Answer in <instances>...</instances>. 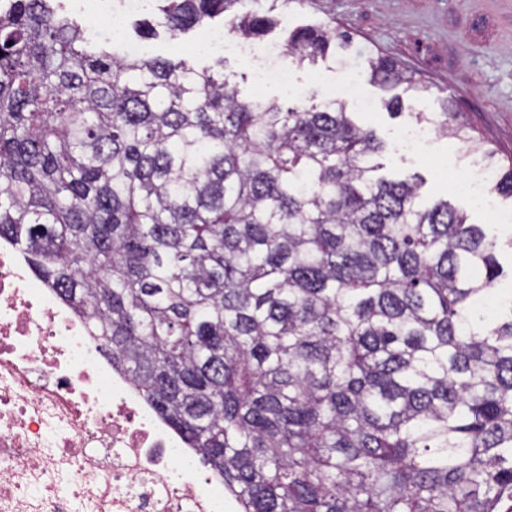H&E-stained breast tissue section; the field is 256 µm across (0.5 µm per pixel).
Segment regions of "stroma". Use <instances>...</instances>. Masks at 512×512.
I'll use <instances>...</instances> for the list:
<instances>
[{"mask_svg":"<svg viewBox=\"0 0 512 512\" xmlns=\"http://www.w3.org/2000/svg\"><path fill=\"white\" fill-rule=\"evenodd\" d=\"M310 24L350 34L348 67H338L332 58L302 67L283 51L289 29ZM222 27V20L215 19L176 40L162 33L144 43L146 52L178 56L199 68L224 58L225 78L244 94L285 103L309 95L321 104L340 85L351 83L349 106L359 124L392 146L384 161L385 175L422 173L426 198L448 200L473 222L494 228L501 240L512 239V202L490 193L479 202L461 189L469 168L456 140L433 130L421 151L397 148L402 133L416 126L417 114L432 115L451 99L470 119L477 138L492 142L500 158L512 155V0H295L287 27H276L256 43L260 49L278 46L274 62L288 74L284 85L259 78V60L239 53L237 35H229L223 53L198 51L205 31ZM374 53L415 72L428 87L399 117H391L383 106L388 92L371 84L364 73L362 62Z\"/></svg>","mask_w":512,"mask_h":512,"instance_id":"obj_1","label":"stroma"}]
</instances>
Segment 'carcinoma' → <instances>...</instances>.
<instances>
[{"instance_id": "cac0c4a2", "label": "carcinoma", "mask_w": 512, "mask_h": 512, "mask_svg": "<svg viewBox=\"0 0 512 512\" xmlns=\"http://www.w3.org/2000/svg\"><path fill=\"white\" fill-rule=\"evenodd\" d=\"M172 38L260 39L295 0H158ZM350 36L293 29L298 63ZM370 80L409 95L379 53ZM512 166L446 103L431 119ZM342 98L287 108L117 53L52 0L0 12V239L71 304L236 512H512V276L498 237L387 178Z\"/></svg>"}]
</instances>
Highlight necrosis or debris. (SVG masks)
<instances>
[{"label": "necrosis or debris", "instance_id": "necrosis-or-debris-1", "mask_svg": "<svg viewBox=\"0 0 512 512\" xmlns=\"http://www.w3.org/2000/svg\"><path fill=\"white\" fill-rule=\"evenodd\" d=\"M0 512H234L75 309L0 240Z\"/></svg>", "mask_w": 512, "mask_h": 512}]
</instances>
